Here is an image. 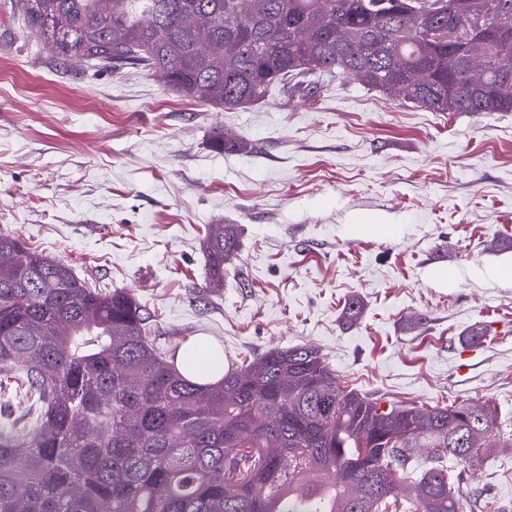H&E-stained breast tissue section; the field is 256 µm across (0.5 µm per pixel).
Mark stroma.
I'll return each instance as SVG.
<instances>
[{
    "mask_svg": "<svg viewBox=\"0 0 512 512\" xmlns=\"http://www.w3.org/2000/svg\"><path fill=\"white\" fill-rule=\"evenodd\" d=\"M218 127L245 150L215 151ZM364 222L387 232L351 239ZM212 224L240 232L217 292ZM0 230L133 295L162 353L312 345L362 394L495 404L501 447L445 465L463 506L512 512V112H431L341 76L221 111L63 66L0 0Z\"/></svg>",
    "mask_w": 512,
    "mask_h": 512,
    "instance_id": "35a3bbf8",
    "label": "stroma"
}]
</instances>
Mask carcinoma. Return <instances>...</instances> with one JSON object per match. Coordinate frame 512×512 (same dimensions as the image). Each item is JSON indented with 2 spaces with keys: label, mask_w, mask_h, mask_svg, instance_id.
<instances>
[{
  "label": "carcinoma",
  "mask_w": 512,
  "mask_h": 512,
  "mask_svg": "<svg viewBox=\"0 0 512 512\" xmlns=\"http://www.w3.org/2000/svg\"><path fill=\"white\" fill-rule=\"evenodd\" d=\"M74 70L147 71L222 110L317 92L327 75L431 112H512V0H15ZM212 147L242 142L214 132ZM224 287L234 224L203 240ZM141 306L0 231V512H463L444 459L500 447L498 408H423L343 388L319 349L274 348L203 383ZM431 465L405 475L416 453Z\"/></svg>",
  "instance_id": "carcinoma-1"
}]
</instances>
